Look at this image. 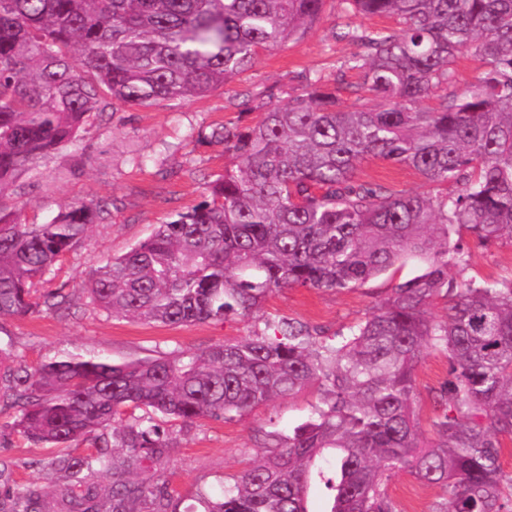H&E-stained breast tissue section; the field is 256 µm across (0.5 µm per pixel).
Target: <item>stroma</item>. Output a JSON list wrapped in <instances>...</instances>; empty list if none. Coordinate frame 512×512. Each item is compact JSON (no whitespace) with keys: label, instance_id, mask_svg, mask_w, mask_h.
I'll use <instances>...</instances> for the list:
<instances>
[{"label":"stroma","instance_id":"35a3bbf8","mask_svg":"<svg viewBox=\"0 0 512 512\" xmlns=\"http://www.w3.org/2000/svg\"><path fill=\"white\" fill-rule=\"evenodd\" d=\"M337 12L335 0H328L321 20L303 41L262 54L255 66L205 99L93 115L80 132L78 148L56 151L21 178L19 189L10 191L7 200L20 207L25 223H48L68 205L82 201L106 203L110 211L47 277L46 289L70 295L69 308L0 321V343L12 345L22 365L34 369L64 353L107 356L122 363L161 351H200L253 335L264 329L267 319L282 316L331 336L367 317L397 283L422 271V263L410 259L358 288H286L269 298L256 317L176 326L107 316L90 304L84 291L103 261L123 255L151 236L158 224L196 205L210 182L223 173V146L202 142V135L228 121L254 122L252 101L267 90H275L284 103L302 91L310 73L333 79L337 61L358 50L356 44L338 38ZM356 176L385 183L397 192L429 189L416 171L378 160L363 162ZM449 275L477 284L510 279L512 245H471L468 266L450 270ZM447 375L448 359L436 351L428 352L417 366L422 431H429L439 411L433 395ZM319 399L317 387L312 386L241 418L203 419L190 426L169 423L174 446L154 479L167 486L170 512H204L202 495L218 497L251 465L256 451L273 447L274 436L288 434L305 421ZM16 415L13 408L0 410V458L10 461L17 483L37 484L50 492L52 501H60L65 482L47 465L52 449L11 432ZM385 490L401 512H431L439 496L437 487L404 470L391 478Z\"/></svg>","mask_w":512,"mask_h":512}]
</instances>
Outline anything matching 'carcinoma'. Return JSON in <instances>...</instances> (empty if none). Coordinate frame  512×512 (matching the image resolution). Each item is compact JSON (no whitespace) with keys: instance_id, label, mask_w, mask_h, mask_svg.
Masks as SVG:
<instances>
[{"instance_id":"1","label":"carcinoma","mask_w":512,"mask_h":512,"mask_svg":"<svg viewBox=\"0 0 512 512\" xmlns=\"http://www.w3.org/2000/svg\"><path fill=\"white\" fill-rule=\"evenodd\" d=\"M344 16H387L398 27L346 22L338 37L360 51L319 73L287 104L256 103L253 125L228 122L203 139L229 164L203 200L96 269L85 291L114 318L178 325L250 318L284 288L349 290L407 258L421 274L397 284L365 320L324 337L291 318L198 352L114 363L65 354L34 370L0 346V405L13 427L58 448L50 466L71 486L112 474L53 504L33 485L10 486L0 458V512H134L166 487L139 478L170 437L168 421L230 420L294 394L320 391L312 416L260 453L205 512H309L311 489L329 512H398L384 489L407 469L437 486L432 512H512L501 468L512 437V279L458 288L469 249L512 244V0H336ZM327 0H0V197L36 163L75 147L92 114L209 96L263 52L304 40ZM479 55L484 70L453 94L452 65ZM359 81L345 84L348 73ZM353 97L346 102L341 89ZM375 97L381 106L364 101ZM378 158L408 167L432 191L392 193L356 179ZM81 203L47 224L0 204V321L69 303L40 288L45 274L106 219ZM445 304V315L431 313ZM448 358V378L424 437L415 370L426 350ZM91 450L63 452L76 441Z\"/></svg>"}]
</instances>
